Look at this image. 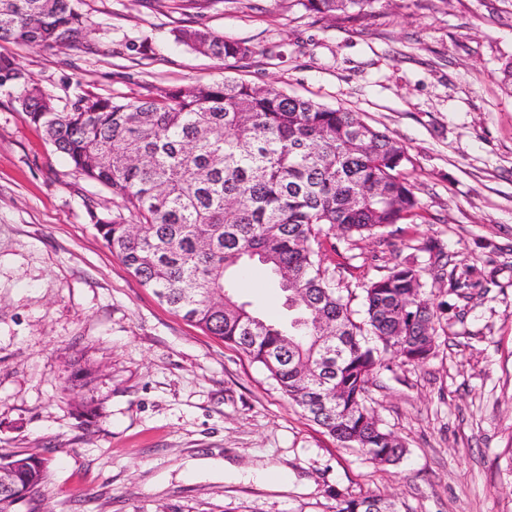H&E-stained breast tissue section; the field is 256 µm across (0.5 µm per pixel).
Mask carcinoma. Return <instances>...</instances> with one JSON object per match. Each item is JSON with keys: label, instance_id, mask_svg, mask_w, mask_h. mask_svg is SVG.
Returning a JSON list of instances; mask_svg holds the SVG:
<instances>
[{"label": "carcinoma", "instance_id": "1", "mask_svg": "<svg viewBox=\"0 0 512 512\" xmlns=\"http://www.w3.org/2000/svg\"><path fill=\"white\" fill-rule=\"evenodd\" d=\"M324 17L364 20L377 0H300ZM74 0H0V41L56 46L84 39ZM175 40L224 60L249 46L199 29ZM0 88L74 168L119 196L130 214L88 210L90 222L140 283L176 313L265 369L288 401L344 448L396 465L406 447L367 405L387 362L421 365L435 353L438 309L422 270L397 264L363 284L358 320L322 267L324 237L373 235L415 214L410 155L358 113L242 80L162 90L148 98L78 97L68 112L0 54ZM265 266L288 321L267 320L234 294L245 266ZM339 329L341 355H326ZM46 460L0 454V512L37 491ZM336 512H398L381 496L336 493Z\"/></svg>", "mask_w": 512, "mask_h": 512}]
</instances>
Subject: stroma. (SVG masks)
Instances as JSON below:
<instances>
[{"label":"stroma","mask_w":512,"mask_h":512,"mask_svg":"<svg viewBox=\"0 0 512 512\" xmlns=\"http://www.w3.org/2000/svg\"><path fill=\"white\" fill-rule=\"evenodd\" d=\"M92 25L63 47L1 43L69 111L235 77L358 112L412 157L414 220L323 265L353 293L398 263L448 305L419 366L379 370L368 406L407 448L396 466L341 447L241 351L182 318L107 247L89 209L111 190L77 172L0 90V453L48 462L15 512H336L335 492L401 512H512V0H376L350 22L296 0H75ZM246 43L224 61L174 40ZM467 297L450 294L427 241ZM96 369L80 386L74 373Z\"/></svg>","instance_id":"35a3bbf8"}]
</instances>
